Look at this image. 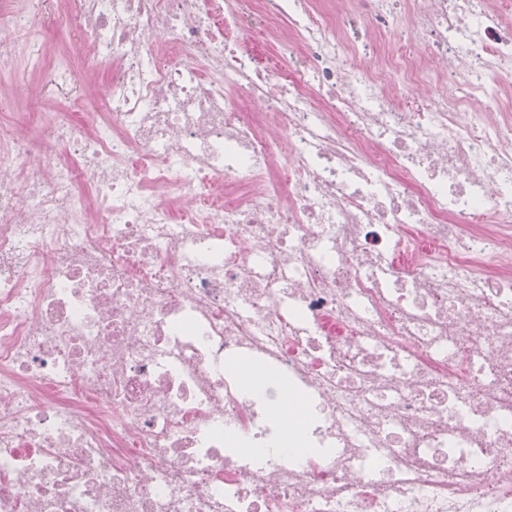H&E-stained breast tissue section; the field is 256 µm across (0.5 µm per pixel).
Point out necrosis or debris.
<instances>
[{
    "label": "necrosis or debris",
    "mask_w": 512,
    "mask_h": 512,
    "mask_svg": "<svg viewBox=\"0 0 512 512\" xmlns=\"http://www.w3.org/2000/svg\"><path fill=\"white\" fill-rule=\"evenodd\" d=\"M39 12L0 62L40 63ZM77 26L105 112L0 143V512H512V0ZM243 358L319 408L303 454Z\"/></svg>",
    "instance_id": "4bbe7bcc"
}]
</instances>
